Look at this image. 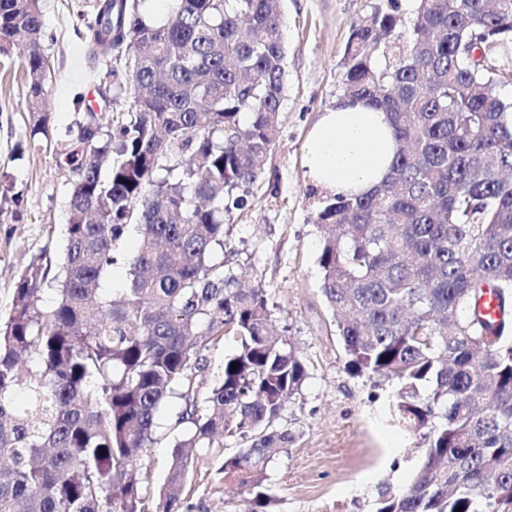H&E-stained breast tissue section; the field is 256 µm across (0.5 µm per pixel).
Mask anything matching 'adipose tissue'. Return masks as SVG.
<instances>
[{"label":"adipose tissue","instance_id":"ef3b65f1","mask_svg":"<svg viewBox=\"0 0 512 512\" xmlns=\"http://www.w3.org/2000/svg\"><path fill=\"white\" fill-rule=\"evenodd\" d=\"M397 149L384 112L343 99L323 113L306 142V176L329 193L361 196L389 175Z\"/></svg>","mask_w":512,"mask_h":512}]
</instances>
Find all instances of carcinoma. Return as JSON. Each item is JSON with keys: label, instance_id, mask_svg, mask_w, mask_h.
I'll return each mask as SVG.
<instances>
[{"label": "carcinoma", "instance_id": "1", "mask_svg": "<svg viewBox=\"0 0 512 512\" xmlns=\"http://www.w3.org/2000/svg\"><path fill=\"white\" fill-rule=\"evenodd\" d=\"M146 2L93 0L76 28L107 92L119 62L130 105L77 124L64 254L39 251L0 323V512H145L174 394L188 431L156 512H183L190 449L224 434L245 443L224 480L267 512L268 463L294 440L272 425L305 362L224 255V215L249 206L279 134L282 0H174L161 21ZM396 12L376 6L347 42L345 96L386 113L398 151L373 192L322 199L319 290L346 372L396 383L394 416L425 431L410 483L374 512H512V0H417L399 44ZM43 27L40 0H0V56L26 40L25 107L47 139ZM488 288L493 321L475 312ZM230 336L201 400L202 351Z\"/></svg>", "mask_w": 512, "mask_h": 512}]
</instances>
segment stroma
Instances as JSON below:
<instances>
[{"label":"stroma","mask_w":512,"mask_h":512,"mask_svg":"<svg viewBox=\"0 0 512 512\" xmlns=\"http://www.w3.org/2000/svg\"><path fill=\"white\" fill-rule=\"evenodd\" d=\"M379 0H286V85L277 142L251 205L224 217V249L242 284L265 288L277 327L288 328L306 367L298 394L275 421L295 440L280 449L267 477L273 512H373L380 493L398 492L416 470L424 440L392 412L394 383L353 377L344 369L336 323L319 291L320 232L313 220L324 190L304 169L305 142L322 113L345 90L344 60L354 24ZM90 0H41L42 47L52 67L47 110L52 140L32 138L25 108L22 48L0 62V316L12 306L18 275L46 248L62 255L71 190L68 129L83 115L77 97L93 99L95 72L75 34ZM180 400L161 410L148 452L145 492L156 500L184 429L174 422ZM241 445L195 449L183 494L189 512H243L221 466Z\"/></svg>","instance_id":"stroma-1"}]
</instances>
